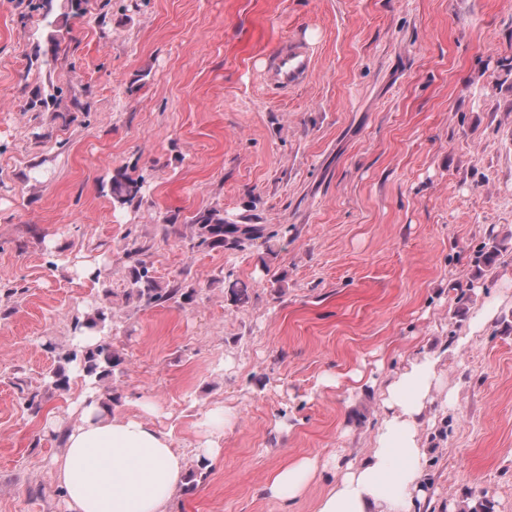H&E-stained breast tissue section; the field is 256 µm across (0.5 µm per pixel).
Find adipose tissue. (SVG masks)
<instances>
[{"label":"adipose tissue","instance_id":"obj_1","mask_svg":"<svg viewBox=\"0 0 512 512\" xmlns=\"http://www.w3.org/2000/svg\"><path fill=\"white\" fill-rule=\"evenodd\" d=\"M440 361L439 353L421 349L387 381L371 451L342 466L316 512H421L429 482L424 426ZM78 413V424L62 434L65 453L52 473L67 512H167L187 469L171 433L142 415L112 416L95 391L80 400ZM317 468L316 460L299 459L277 471L267 491L297 498Z\"/></svg>","mask_w":512,"mask_h":512}]
</instances>
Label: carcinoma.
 Listing matches in <instances>:
<instances>
[{"label":"carcinoma","instance_id":"carcinoma-1","mask_svg":"<svg viewBox=\"0 0 512 512\" xmlns=\"http://www.w3.org/2000/svg\"><path fill=\"white\" fill-rule=\"evenodd\" d=\"M55 0H43L41 9L50 28L45 47L42 51V63L48 65L58 59L60 46L68 19L82 11L84 0H63L61 12L55 13ZM145 179L134 177L127 171L119 169L112 174L109 181V195L115 209H124L141 205L144 195ZM188 241L190 249L220 250L224 252H244L256 244L264 247L260 256L262 268L266 273L272 271V261L278 256L281 238L288 234L289 227L281 225L276 229L267 224H247L224 214L217 207L199 209L191 218ZM123 258L128 288L124 289L125 302L138 307L150 308L168 302L192 300L194 289L184 285V280L175 278L166 286H161L147 263L140 259L149 246L131 236L125 235ZM230 301L237 306H245L252 300V288L239 279L226 276L224 279ZM112 307L95 304L88 310L72 317V334H84L91 331L101 335L112 331ZM123 363L121 355L113 349L112 343L102 339L93 346L71 344L58 352L57 365L52 368L45 379L48 389L62 390L67 386V370L73 368L82 373L89 384L97 388L102 382L112 377L114 369Z\"/></svg>","mask_w":512,"mask_h":512}]
</instances>
